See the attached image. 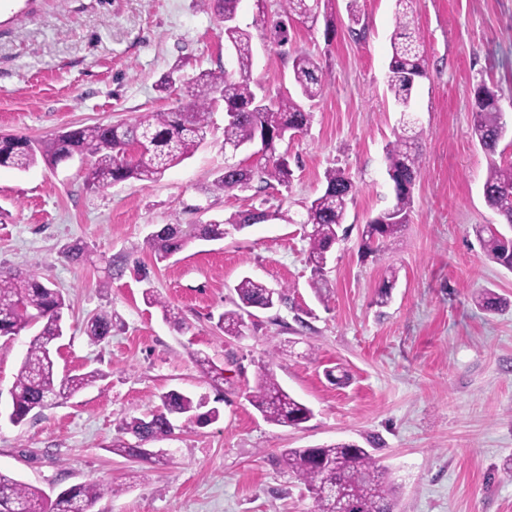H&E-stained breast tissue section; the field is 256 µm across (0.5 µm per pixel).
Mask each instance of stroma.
<instances>
[{
	"label": "stroma",
	"mask_w": 512,
	"mask_h": 512,
	"mask_svg": "<svg viewBox=\"0 0 512 512\" xmlns=\"http://www.w3.org/2000/svg\"><path fill=\"white\" fill-rule=\"evenodd\" d=\"M348 3L321 0L316 26L290 21L282 46L274 41L282 0L238 8L258 94L290 91L297 50L326 74L323 97L304 104L310 128L288 144L289 187H214L224 166L257 161L252 148H224L220 109L205 143L155 183L93 189L77 159L0 168V272L35 269L69 297L57 369L103 373L12 424L9 390L32 334L0 337V471L51 496L111 486L92 512H313L306 487L282 468V450L353 442L387 471L395 512H512V272L485 257L474 232L500 221L483 184L491 163L512 162V136L492 156L472 136L481 83L498 90L512 124V0H413L428 59L411 102L422 176L408 224L372 254L361 247L362 228L394 201L384 151L401 119L386 84L395 0H359L355 34ZM231 59L223 24L201 0H0V132L39 140L165 112L184 101L179 86L160 90L165 76L217 72ZM332 168L351 176L355 193L349 233L318 275L304 206ZM248 210L268 218L163 263L147 243L164 224ZM77 242L88 261L66 258ZM246 275L285 290L288 301L255 310L245 337L224 335L218 317ZM390 276L391 299L378 305ZM485 288L510 307L475 306ZM149 290L182 325L146 302ZM102 311L114 327L95 343L86 323ZM275 347L279 383L313 411L297 427L265 422L248 400ZM200 356L223 368L222 383L202 373ZM330 370L347 384H334ZM171 389L205 398L219 419L178 418L157 442L162 464L113 453L122 420L150 412Z\"/></svg>",
	"instance_id": "obj_1"
}]
</instances>
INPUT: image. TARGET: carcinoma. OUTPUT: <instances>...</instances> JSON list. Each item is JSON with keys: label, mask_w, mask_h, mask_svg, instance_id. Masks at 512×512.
I'll return each instance as SVG.
<instances>
[{"label": "carcinoma", "mask_w": 512, "mask_h": 512, "mask_svg": "<svg viewBox=\"0 0 512 512\" xmlns=\"http://www.w3.org/2000/svg\"><path fill=\"white\" fill-rule=\"evenodd\" d=\"M240 0H204L213 13L222 18L237 14ZM315 0H285V17H297L316 24ZM411 0H396L398 21L391 38L387 84L404 120L394 140L386 146L387 175L415 185L421 177L422 160L416 136L411 131V95L415 85L427 76V56L420 32L407 21ZM225 40L235 49L232 70L218 73L203 71L182 81L185 104L176 111L150 112L129 122L94 124L72 128L35 142L14 134H0V167L26 171L42 161L49 166L76 156L89 162L86 182L90 188H104L117 182L135 179L153 183L171 167L189 158L204 141L210 116L224 103V146L239 148L255 137L268 135L265 164L256 169L226 166L215 185L226 193L244 192L273 184L288 186L291 170L283 160L279 145L291 135L308 130L313 113L305 110L293 96L258 98L251 86V35L239 26L224 28ZM293 83L297 95L308 101L323 96L326 79L320 63L309 53L298 51L292 63ZM498 95L485 84L475 94L473 135L488 154L497 152L509 133ZM326 188L306 204L305 224L308 260L314 272L321 273L327 264L340 227L344 224L351 200L353 183L340 169L327 171ZM413 191L395 193V202L364 225V246L374 251L387 238L408 224ZM484 200L512 231V162L493 163L484 182ZM258 222L254 212L237 215L231 224L241 230ZM229 228V229H231ZM223 224H165L152 233L149 244L158 262L182 252L194 240H219L229 233ZM485 256L503 268L512 270V236L496 224L475 227ZM238 302L235 309L219 316L218 328L227 336H244L252 308H272L286 301L285 293L267 287L249 276L235 286ZM149 304L161 308L169 321L181 318L167 302L154 292H146ZM478 304L497 311L507 300L485 290ZM70 301L57 289L40 280L33 270L3 274L0 272V336H17L26 329H37L23 357L10 390L11 422L20 424L36 409L74 395L99 378L96 370L58 377L52 356L54 346L63 336L65 311ZM86 334L93 342L112 335V313L102 311L87 323ZM277 352L260 368L258 382L249 395L250 404L264 421L278 426L296 427L310 419L311 409L286 392L272 368ZM203 403L190 394L171 389L160 395V405L148 415L131 416L121 424L122 433L134 442L119 440L113 450L123 456L148 460L164 458V450H149V442L172 434L173 419L184 416L199 423L218 420L220 412L212 408L200 412ZM280 462L289 474L301 481L312 494L315 512H341L343 503H355L353 512H393L395 488L385 470L372 454L353 443L339 442L318 448H286ZM112 489L99 483L72 486L50 498L41 489L25 484L0 471V512H91L93 506Z\"/></svg>", "instance_id": "1"}]
</instances>
